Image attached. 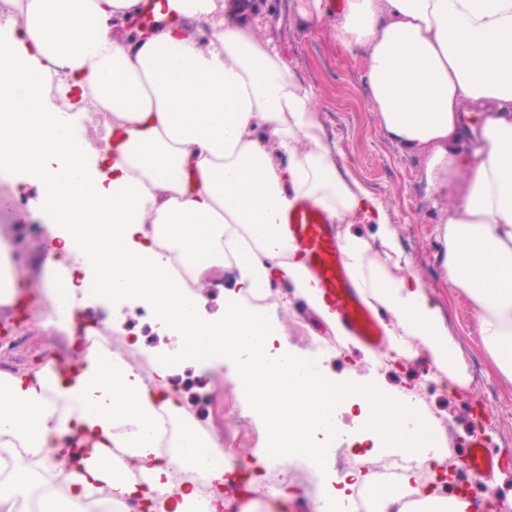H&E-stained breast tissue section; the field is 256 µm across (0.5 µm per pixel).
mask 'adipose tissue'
Returning a JSON list of instances; mask_svg holds the SVG:
<instances>
[{
    "mask_svg": "<svg viewBox=\"0 0 512 512\" xmlns=\"http://www.w3.org/2000/svg\"><path fill=\"white\" fill-rule=\"evenodd\" d=\"M21 21L0 47V166L36 175L38 206L51 220L46 263L76 265L105 299L150 307L174 334L173 360L237 365L234 380L266 435L252 477L270 463L321 464L336 422L330 393L299 380L291 356L250 308L230 298L224 317L201 311L203 297L170 270L220 266L232 252L249 289L266 290L279 269L297 295L341 332L305 260L286 244L283 215L305 199L337 223L372 213L382 258L348 233L341 251L363 301L392 316L388 358L426 351L456 381L457 345L436 305L393 261L384 209L336 169L321 138L312 90L297 82L269 40L224 15L222 0H157L154 33L136 44L112 23L145 0H15ZM195 28H187V21ZM336 37L366 49L370 103L387 136L428 147L427 180L443 201L436 227L442 270L469 298L485 349L512 380V0H344ZM54 78L70 114L48 106ZM112 114L95 166L73 132L92 114ZM270 129L285 157L275 165L257 127ZM168 364L144 376L97 345L80 348L77 368L0 372V512H218L233 459L205 441L168 383ZM367 434L404 454L436 428L412 394L389 395L354 382ZM179 419L169 448L156 437L159 410ZM222 457L218 466L207 456ZM407 471L394 490L354 502L352 512H467Z\"/></svg>",
    "mask_w": 512,
    "mask_h": 512,
    "instance_id": "1",
    "label": "adipose tissue"
}]
</instances>
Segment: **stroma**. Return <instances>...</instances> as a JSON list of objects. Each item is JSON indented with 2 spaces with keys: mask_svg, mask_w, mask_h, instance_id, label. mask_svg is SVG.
<instances>
[{
  "mask_svg": "<svg viewBox=\"0 0 512 512\" xmlns=\"http://www.w3.org/2000/svg\"><path fill=\"white\" fill-rule=\"evenodd\" d=\"M228 10L238 12L249 24L272 38L297 81L316 93L324 137L332 147L343 177L369 192L384 208L395 235L402 261L422 283L439 307L450 336L460 349V383L451 385L432 369L425 357L399 365H385L372 383L398 393L404 380L416 383L419 412L435 417L453 441L444 460L454 470L451 493L467 488L473 499L490 498V512H512V382L488 356L472 305L461 290L445 278L437 256L441 244L435 233L439 202L426 181L430 152L408 150L393 143L383 132L370 107L366 81L367 55L363 48L346 47L336 40V7L332 0H225ZM17 188L0 186V233L16 244L15 257L24 260L35 283L33 312L45 304L41 288L46 270L48 227L37 210L38 184L17 175ZM204 308L208 315L224 313L225 299L237 295L243 284L234 266L212 267L204 277ZM272 292L287 301L288 311L279 315L283 324L282 345L300 354L308 340H339L342 353L325 372L335 382L362 379L370 366L362 345L350 337H336L315 309L296 296L283 277L273 279ZM55 325L19 321L14 306L0 305V371L31 372L52 361L49 338L58 334ZM233 363L205 373L209 400L200 411L208 430L224 427L241 437L238 458L251 460L265 445V432L250 400L233 380ZM482 436L486 448L500 465L483 479L458 472V462L473 436ZM330 474L310 471L298 461L288 471L290 500L287 512H310L328 484Z\"/></svg>",
  "mask_w": 512,
  "mask_h": 512,
  "instance_id": "35a3bbf8",
  "label": "stroma"
}]
</instances>
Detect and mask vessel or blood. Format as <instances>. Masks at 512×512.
I'll list each match as a JSON object with an SVG mask.
<instances>
[{
  "label": "vessel or blood",
  "instance_id": "1",
  "mask_svg": "<svg viewBox=\"0 0 512 512\" xmlns=\"http://www.w3.org/2000/svg\"><path fill=\"white\" fill-rule=\"evenodd\" d=\"M285 223L289 241L306 260L324 297L340 314L348 334L370 350H379L385 342L384 331L350 282L329 216L315 204L302 200L288 211ZM495 465L496 458L482 439L473 438L468 453L461 459L462 469L481 478L492 472Z\"/></svg>",
  "mask_w": 512,
  "mask_h": 512
}]
</instances>
